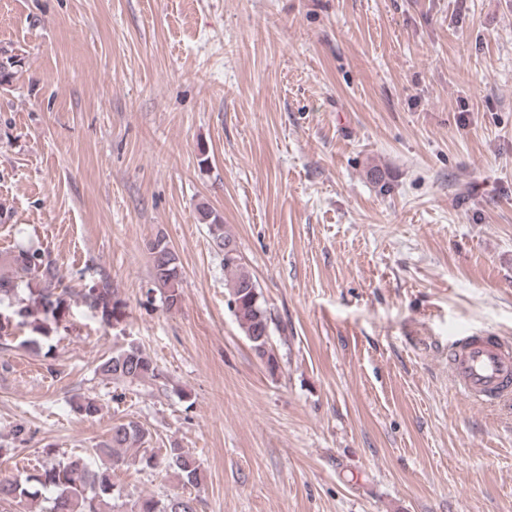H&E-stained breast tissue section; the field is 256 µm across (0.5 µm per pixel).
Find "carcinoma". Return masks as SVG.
<instances>
[{
  "label": "carcinoma",
  "instance_id": "cac0c4a2",
  "mask_svg": "<svg viewBox=\"0 0 512 512\" xmlns=\"http://www.w3.org/2000/svg\"><path fill=\"white\" fill-rule=\"evenodd\" d=\"M200 220L207 224L217 253L223 256L228 280L229 305L256 357L271 373L279 368L276 355L269 347V320L256 279L237 254V243L224 230V218L210 208L199 210ZM232 247L234 254L226 251ZM152 258V278L163 289L167 308L179 307L182 301V272L178 258L162 237L148 244ZM12 273H0V296L17 298L9 312H0V338L11 335L12 328H27L30 335L25 344L40 350L48 344L50 331L47 321L60 322L69 312L71 292L63 284V275L48 253L20 251L9 260ZM25 288L26 297H18ZM80 301L106 327L125 321L127 304L118 297L112 282L104 274L91 280L79 295ZM97 371L105 378L129 384L157 377L156 364L142 346L129 342L103 359ZM150 434L135 421L112 426L109 438L93 452L57 461L37 475L0 479V501H28L38 496L32 483L53 491L48 512H113L121 497L112 483V469L133 465L152 470L160 465L170 470L184 486H196L200 481L199 461L176 442L166 448H149ZM198 500L192 496L172 495L158 498L147 495L133 503L130 512H197Z\"/></svg>",
  "mask_w": 512,
  "mask_h": 512
}]
</instances>
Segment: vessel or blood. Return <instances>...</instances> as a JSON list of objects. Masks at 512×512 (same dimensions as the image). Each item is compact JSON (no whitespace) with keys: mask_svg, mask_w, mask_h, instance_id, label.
<instances>
[{"mask_svg":"<svg viewBox=\"0 0 512 512\" xmlns=\"http://www.w3.org/2000/svg\"><path fill=\"white\" fill-rule=\"evenodd\" d=\"M448 370L455 387L480 407L512 404V340L467 334L448 344Z\"/></svg>","mask_w":512,"mask_h":512,"instance_id":"obj_1","label":"vessel or blood"}]
</instances>
